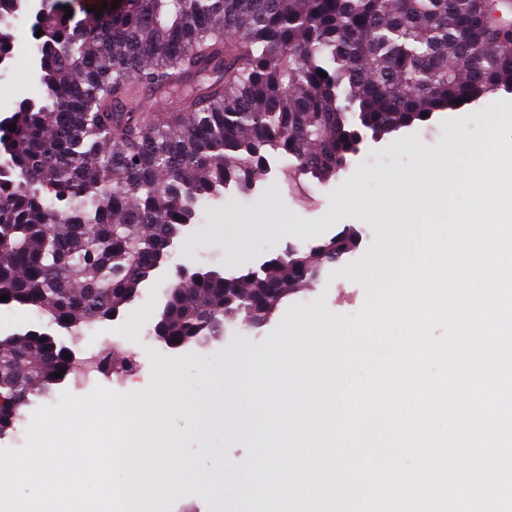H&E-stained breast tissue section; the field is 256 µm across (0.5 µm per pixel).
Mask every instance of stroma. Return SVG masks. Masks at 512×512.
<instances>
[{
	"label": "stroma",
	"instance_id": "obj_1",
	"mask_svg": "<svg viewBox=\"0 0 512 512\" xmlns=\"http://www.w3.org/2000/svg\"><path fill=\"white\" fill-rule=\"evenodd\" d=\"M448 133L445 119L427 126L407 129L381 141H367L350 164L336 178L320 183L289 175L286 161L272 163L271 171L248 192L230 191L219 200L202 202L184 245L172 257L173 263L234 272L282 252L287 245L304 246L334 236L345 226L361 232V242L350 262L364 257L375 240L366 222L342 212L343 204L360 208L364 203L381 205L397 187L412 186L422 173L414 161L418 148L440 149ZM260 215L265 231L249 232L252 215ZM297 225L291 235L281 234L282 224ZM342 262L326 264L321 278L309 287L285 298L274 316L262 327L231 323L223 337L180 349H162L152 328L163 304V292L170 280V269H162L145 283L139 297L113 321L71 331L57 330L58 339L77 356L101 355L109 362L92 382L71 386L60 384L46 396L37 397L19 410L14 430L0 438V448L23 446L33 412L45 405L58 404L62 393L89 394L102 386L122 394H140L153 382L151 353H162L172 368L182 371V382L192 401L206 407L205 425L190 422L178 411L169 419L181 435L176 450L186 465L198 466L220 480L213 485H187L170 512H246L236 494L239 480L255 466H276L278 450L254 447L248 437L231 434L224 423V397L244 381L248 361L275 363L281 346L276 330L287 328L285 319L298 306L313 307L324 298L325 308L337 316H355L367 299L365 286L340 276Z\"/></svg>",
	"mask_w": 512,
	"mask_h": 512
}]
</instances>
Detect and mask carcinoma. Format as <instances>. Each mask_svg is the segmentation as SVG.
Returning <instances> with one entry per match:
<instances>
[{
  "label": "carcinoma",
  "mask_w": 512,
  "mask_h": 512,
  "mask_svg": "<svg viewBox=\"0 0 512 512\" xmlns=\"http://www.w3.org/2000/svg\"><path fill=\"white\" fill-rule=\"evenodd\" d=\"M20 11L0 0V65ZM487 13L485 0H129L77 31L47 8L30 27L44 96L0 120V307L66 330L112 321L200 201L253 188L276 159L326 181L359 127L381 139L511 91L512 25ZM179 89L178 109L144 117ZM355 245L347 226L288 261L175 270L152 334L178 349L224 335L226 316L259 325L272 296ZM67 354L41 329L0 338V437L70 373Z\"/></svg>",
  "instance_id": "cac0c4a2"
}]
</instances>
